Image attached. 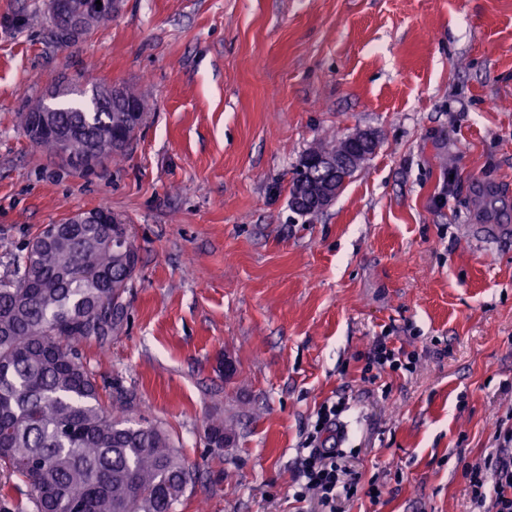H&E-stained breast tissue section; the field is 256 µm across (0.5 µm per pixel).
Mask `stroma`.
I'll list each match as a JSON object with an SVG mask.
<instances>
[{"label": "stroma", "mask_w": 512, "mask_h": 512, "mask_svg": "<svg viewBox=\"0 0 512 512\" xmlns=\"http://www.w3.org/2000/svg\"><path fill=\"white\" fill-rule=\"evenodd\" d=\"M135 91L125 160L87 174L17 114L58 80ZM376 153L315 216L288 203L318 139ZM108 208L139 265L85 352L196 472L177 512H299L293 467L323 403L378 502L470 512L463 467L512 425V0H122L61 41L48 0H0V275L68 215ZM414 371L362 380L374 337ZM235 439L207 447L205 423ZM351 135L336 139L334 141V144L332 143H325L322 141L316 142L313 146H311L309 149H307L301 156L296 169H295V177L292 180V184L290 186V195H295V193L298 191L299 187V181L301 180L300 176L303 175L302 168L307 167V162L310 158L320 155L332 152L335 150L336 146L342 144L345 140H347Z\"/></svg>", "instance_id": "35a3bbf8"}]
</instances>
